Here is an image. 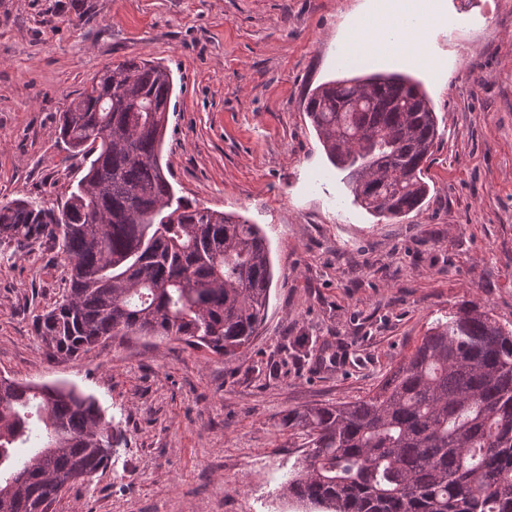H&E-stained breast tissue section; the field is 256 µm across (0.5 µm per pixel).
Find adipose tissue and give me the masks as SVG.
<instances>
[{"label": "adipose tissue", "mask_w": 512, "mask_h": 512, "mask_svg": "<svg viewBox=\"0 0 512 512\" xmlns=\"http://www.w3.org/2000/svg\"><path fill=\"white\" fill-rule=\"evenodd\" d=\"M441 0H386L351 39L352 66H387L406 61L428 68L422 51L432 25L444 22Z\"/></svg>", "instance_id": "1"}]
</instances>
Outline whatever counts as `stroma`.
<instances>
[{"instance_id": "35a3bbf8", "label": "stroma", "mask_w": 512, "mask_h": 512, "mask_svg": "<svg viewBox=\"0 0 512 512\" xmlns=\"http://www.w3.org/2000/svg\"><path fill=\"white\" fill-rule=\"evenodd\" d=\"M371 0H0V201L48 204L88 164L59 117L104 66L174 80L162 163L176 195L260 225L267 318L236 359L127 336L49 356L34 317L62 295L42 240L0 246V376L93 396L122 442L54 512H309L281 484L305 435L288 410L379 388L430 325L473 300L512 324V0H443L421 81L440 136L420 211L356 205L304 111ZM338 355L330 363V355Z\"/></svg>"}]
</instances>
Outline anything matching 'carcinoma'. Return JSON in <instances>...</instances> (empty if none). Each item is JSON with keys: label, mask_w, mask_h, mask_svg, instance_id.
<instances>
[{"label": "carcinoma", "mask_w": 512, "mask_h": 512, "mask_svg": "<svg viewBox=\"0 0 512 512\" xmlns=\"http://www.w3.org/2000/svg\"><path fill=\"white\" fill-rule=\"evenodd\" d=\"M173 80L152 61L104 67L61 114L59 137L89 167L55 207L0 203V244L55 241L64 294L36 316L69 360L116 336L182 341L227 359L257 336L273 280L257 224L175 197L152 129ZM305 112L353 202L387 219L422 208L439 136L403 74L325 83ZM308 439L283 496L319 512H512V328L474 301L430 325L373 394L292 409ZM122 438L96 401L0 377V512H47L75 469L91 479ZM32 448L20 459L16 448Z\"/></svg>", "instance_id": "1"}]
</instances>
